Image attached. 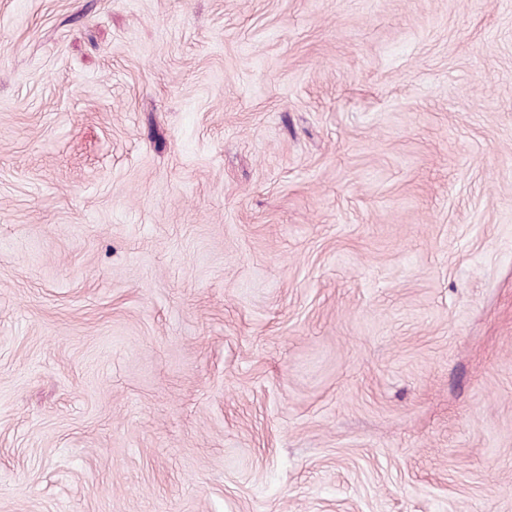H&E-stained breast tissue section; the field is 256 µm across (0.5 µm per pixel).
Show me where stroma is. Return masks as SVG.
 I'll list each match as a JSON object with an SVG mask.
<instances>
[{
    "instance_id": "35a3bbf8",
    "label": "stroma",
    "mask_w": 512,
    "mask_h": 512,
    "mask_svg": "<svg viewBox=\"0 0 512 512\" xmlns=\"http://www.w3.org/2000/svg\"><path fill=\"white\" fill-rule=\"evenodd\" d=\"M0 512H512V0H0Z\"/></svg>"
}]
</instances>
